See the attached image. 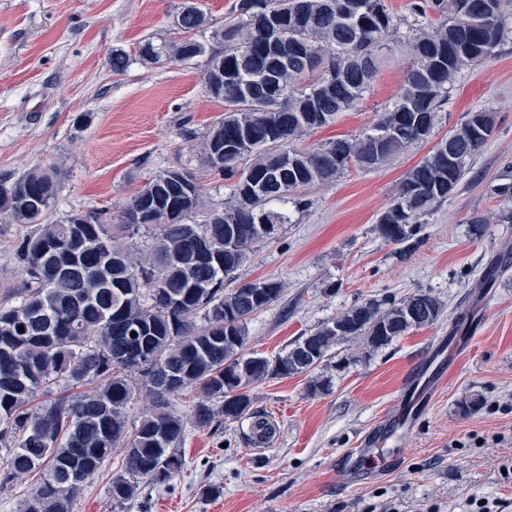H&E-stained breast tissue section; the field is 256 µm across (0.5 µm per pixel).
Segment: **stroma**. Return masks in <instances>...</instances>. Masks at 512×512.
<instances>
[{"instance_id": "stroma-1", "label": "stroma", "mask_w": 512, "mask_h": 512, "mask_svg": "<svg viewBox=\"0 0 512 512\" xmlns=\"http://www.w3.org/2000/svg\"><path fill=\"white\" fill-rule=\"evenodd\" d=\"M190 2L220 26L234 0H0V181L55 163L65 175L54 219L88 210L116 218L149 177L180 168L222 207L230 190L195 151L224 116L206 87V57L139 59L141 44L177 40L174 20ZM212 28L196 35L208 52L222 48ZM116 50L130 57L118 75L108 67ZM407 62L401 54L383 65L365 99L310 132L305 145L352 138L374 124L395 100ZM478 108L495 112L497 127L410 249L386 243L375 225L430 143L388 166L352 167L332 184L305 189L307 207L277 239L255 244L241 272L245 281L283 285L279 299L248 321L251 356L274 358L354 304L417 290L442 301L441 319L370 355L355 343L339 346L347 362L332 370L329 391H312L308 373L253 384L251 415L217 431L187 427L183 472L167 485L142 483L121 507L110 495L121 466L113 455L85 483L74 512H465L475 496L512 512V485L498 473L512 457V223H499L506 207L496 193L512 184V39L459 77L433 141ZM475 216L487 224L474 227ZM494 264L502 272L482 283ZM459 336L467 349L456 375L401 444L396 466L354 478L349 450L398 411L407 366ZM474 395L481 406L463 413L461 401ZM257 414L277 427L258 453L248 438ZM212 486L220 495L206 496Z\"/></svg>"}]
</instances>
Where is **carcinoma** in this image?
<instances>
[{
    "label": "carcinoma",
    "mask_w": 512,
    "mask_h": 512,
    "mask_svg": "<svg viewBox=\"0 0 512 512\" xmlns=\"http://www.w3.org/2000/svg\"><path fill=\"white\" fill-rule=\"evenodd\" d=\"M235 0L214 31L224 50L210 55L205 82L224 67V118L204 136L202 165L230 184L224 207L212 208L197 186L180 224L147 218L153 244L137 256L124 239L140 225L127 213L150 193L147 179L112 225L75 224L50 217L61 172L35 167L0 182V194L22 183L25 201L5 215L25 227L16 255L25 280L0 303V489L40 474L21 512H73L83 485L116 451L122 473L112 501L124 504L149 481L166 484L181 473L187 425L222 428L250 411L249 387L267 378L342 367L335 348L357 343L371 353L413 329L430 326L445 305L418 290L383 305L366 301L323 322L273 359L248 356L250 317L275 302L283 286L267 280L257 301L238 286L224 291L263 240L258 224L292 223L298 191L337 180L353 163L381 168L424 143L459 74L495 55L512 36V0H411L412 21L396 37L384 0ZM184 37L142 46L139 57L165 53L190 61L206 52L193 34L210 24L199 9H182ZM276 24L288 46L277 58L261 31ZM405 52L409 66L396 100L352 139L301 147L312 130L364 99L384 62ZM496 125L488 109L467 120L404 175L375 231L386 243L410 245L426 218L455 192L468 162ZM224 137V164L212 165L215 137ZM203 234L208 257L190 253L188 235ZM119 257L112 260V251ZM24 331H19V327ZM139 331L136 336L128 331ZM93 388L70 396L65 389ZM147 401L134 429L127 408L136 390ZM194 389L187 416L174 398Z\"/></svg>",
    "instance_id": "1"
}]
</instances>
